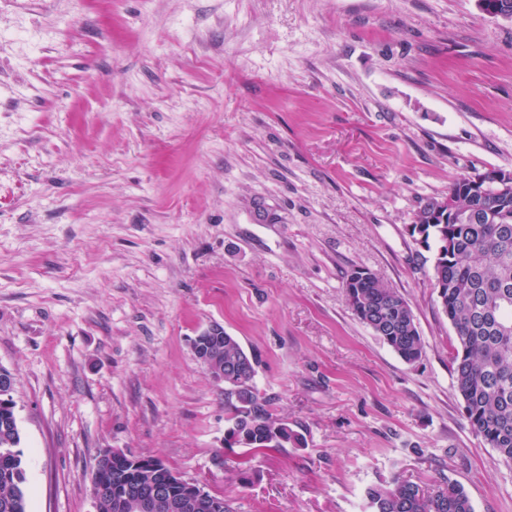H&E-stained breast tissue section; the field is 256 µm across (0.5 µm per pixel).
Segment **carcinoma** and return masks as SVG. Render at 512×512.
<instances>
[{
    "instance_id": "cac0c4a2",
    "label": "carcinoma",
    "mask_w": 512,
    "mask_h": 512,
    "mask_svg": "<svg viewBox=\"0 0 512 512\" xmlns=\"http://www.w3.org/2000/svg\"><path fill=\"white\" fill-rule=\"evenodd\" d=\"M468 179L455 181L445 200L453 215L446 224H431L424 208L415 214L413 232L434 252L433 279L438 302L456 333L453 355L455 386L471 429L512 466V194L496 202L494 219H465L471 204ZM348 304L405 362L422 355L414 316L402 296L370 271L348 275ZM224 360V412L230 427L225 438L249 451L302 446L304 436L277 418L254 379L256 359L236 337L224 334L217 348ZM21 436L9 401L0 396V512H27ZM103 490L100 512H131L120 501L147 495L164 483L175 496L182 492L175 473L162 459L137 456L132 461L111 449L95 459L94 479ZM369 512H473L464 488L442 479L431 489L394 479L366 491ZM181 512H233L224 497Z\"/></svg>"
}]
</instances>
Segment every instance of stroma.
<instances>
[{"mask_svg":"<svg viewBox=\"0 0 512 512\" xmlns=\"http://www.w3.org/2000/svg\"><path fill=\"white\" fill-rule=\"evenodd\" d=\"M490 168L512 171V21L477 0H0V367L28 512H99L105 448L235 512H368L396 476L512 512L411 234ZM357 268L407 301L415 363L350 308ZM213 322L304 447L225 448L191 348Z\"/></svg>","mask_w":512,"mask_h":512,"instance_id":"stroma-1","label":"stroma"}]
</instances>
